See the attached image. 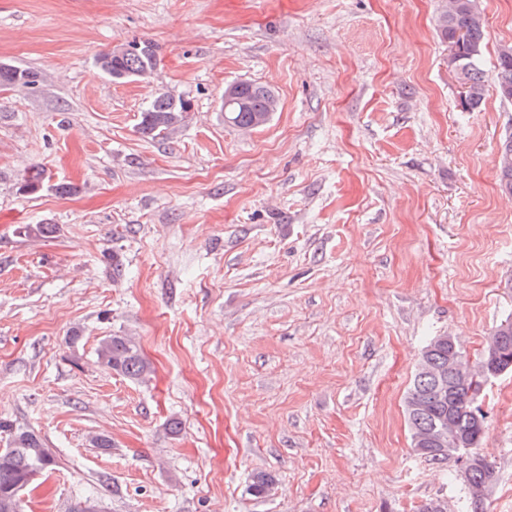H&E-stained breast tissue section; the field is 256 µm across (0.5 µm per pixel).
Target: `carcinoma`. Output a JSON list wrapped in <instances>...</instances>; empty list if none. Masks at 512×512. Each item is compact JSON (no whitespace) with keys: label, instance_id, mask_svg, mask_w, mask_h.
Listing matches in <instances>:
<instances>
[{"label":"carcinoma","instance_id":"1","mask_svg":"<svg viewBox=\"0 0 512 512\" xmlns=\"http://www.w3.org/2000/svg\"><path fill=\"white\" fill-rule=\"evenodd\" d=\"M485 19L478 0H446V6L437 18V31L448 44L451 60L461 84L469 86L471 93L462 97V107L474 110L484 98V72L479 62L482 54ZM129 50L120 57L112 51L97 56L96 65L117 83L134 77L150 76L158 63V47L151 41L132 40ZM495 86L499 96L512 101V46L500 50L495 65ZM38 82L37 73L8 65L0 69V85L28 87ZM277 98L275 92L262 84L242 82L237 85L234 102L224 109L228 122L236 127L253 124L255 117L268 113L270 103ZM191 101L174 98L164 92L141 113L138 131L142 137L154 139L168 132L173 123H184L191 111ZM499 183L503 191L512 194V135H508L499 148ZM44 186L43 171L36 168L24 177L20 191L36 193ZM504 336L496 353L499 370L512 373V320L498 325ZM97 362L109 367L130 380H142L151 372V364L143 357L133 339L126 335L112 334L102 337L96 348ZM482 383L452 385L448 392L437 385L433 378L415 373L405 399V412L411 436L430 432L442 418L453 415L457 430L464 435L468 447L454 452H433L423 449L420 456L442 462L449 456L466 455L469 449L479 447L487 428L486 414L476 399ZM10 433L9 447L0 450V512H16L13 507L15 488L23 479L30 481L39 474L53 470L57 460L50 449L33 432L13 427L0 420V431ZM277 484L276 476L268 471H255L250 475L247 493L256 498L268 495Z\"/></svg>","mask_w":512,"mask_h":512}]
</instances>
